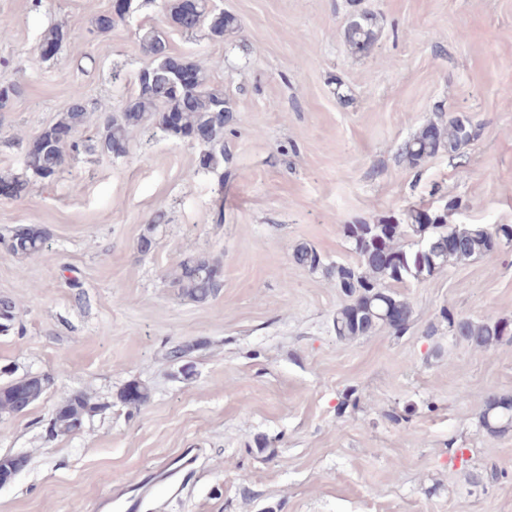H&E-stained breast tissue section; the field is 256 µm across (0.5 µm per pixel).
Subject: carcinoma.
I'll return each instance as SVG.
<instances>
[{
	"label": "carcinoma",
	"mask_w": 512,
	"mask_h": 512,
	"mask_svg": "<svg viewBox=\"0 0 512 512\" xmlns=\"http://www.w3.org/2000/svg\"><path fill=\"white\" fill-rule=\"evenodd\" d=\"M208 26L215 36H222L236 26V19L228 14L215 13L208 5L202 6L199 19L184 23L183 29L195 30ZM345 43L358 53H366L373 46L377 32L367 12L356 13L343 32ZM140 39L152 58L150 69L153 82L139 87L130 98L123 112L105 119L101 135L93 139L60 138V133H75L91 123L90 112L80 91H75L66 112L54 124L46 127L28 146L24 156L25 170L42 178H50L62 166L66 154L111 153L112 142L128 139L132 129L154 123L173 136L184 128L209 127L214 132L211 149L200 158L204 169H216L224 161V133L240 121L236 110L224 96L207 86L204 68L172 53L166 40L154 30L144 31ZM165 59L175 60L193 69L197 83L190 88L175 89L170 83L169 71L159 67ZM477 137L471 121L455 116L448 124H427L421 127L401 147V152L412 166L419 165L440 150L457 152ZM456 207L451 203L450 210ZM444 209V210H446ZM444 210L435 209L428 214L420 209H409L402 215L392 212L376 224L357 222L339 225V231L355 255L352 263L328 262L312 246L300 245L293 253L296 264L311 272H319L336 284L350 298L336 312L334 329L341 339L365 336L381 326L397 334L406 331L414 317V307L408 298L393 290L396 284L419 282L444 270L450 264L468 262L478 258H492L500 251V240L512 236V225L492 227L453 225L445 221ZM458 240V246L448 248V237ZM46 240L45 231L37 226H21L7 237H0V244L10 253L21 258L42 255ZM171 287L196 303H205L215 297L223 286L221 267L212 257L197 254L183 259L169 274ZM20 308L10 297L0 298V333L15 329ZM448 320V332L455 338L477 347L489 349L504 339H512V322L484 320L476 322L461 318L449 311L442 312ZM30 393V403H35L46 391V384L30 375L0 386V410L17 412L13 396L17 389ZM123 403L142 404L149 398L148 388L141 383L127 384L119 395ZM98 411L80 394L68 397L63 411L55 414L49 423L53 435H68L76 431V424ZM481 426L494 435L512 430V396L490 394L484 401L480 414Z\"/></svg>",
	"instance_id": "cac0c4a2"
}]
</instances>
